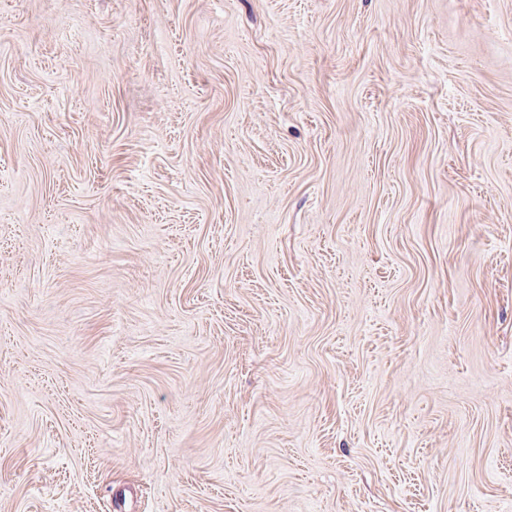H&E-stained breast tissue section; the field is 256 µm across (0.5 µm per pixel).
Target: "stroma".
I'll list each match as a JSON object with an SVG mask.
<instances>
[{"label":"stroma","mask_w":512,"mask_h":512,"mask_svg":"<svg viewBox=\"0 0 512 512\" xmlns=\"http://www.w3.org/2000/svg\"><path fill=\"white\" fill-rule=\"evenodd\" d=\"M0 512H512V0H0Z\"/></svg>","instance_id":"35a3bbf8"}]
</instances>
